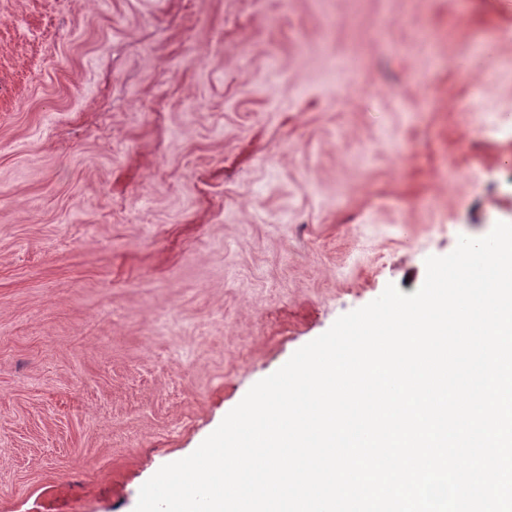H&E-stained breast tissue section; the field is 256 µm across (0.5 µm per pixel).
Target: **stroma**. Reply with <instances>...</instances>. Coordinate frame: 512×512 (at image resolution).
<instances>
[{
  "label": "stroma",
  "instance_id": "obj_1",
  "mask_svg": "<svg viewBox=\"0 0 512 512\" xmlns=\"http://www.w3.org/2000/svg\"><path fill=\"white\" fill-rule=\"evenodd\" d=\"M500 221L501 0H0V512H134Z\"/></svg>",
  "mask_w": 512,
  "mask_h": 512
}]
</instances>
